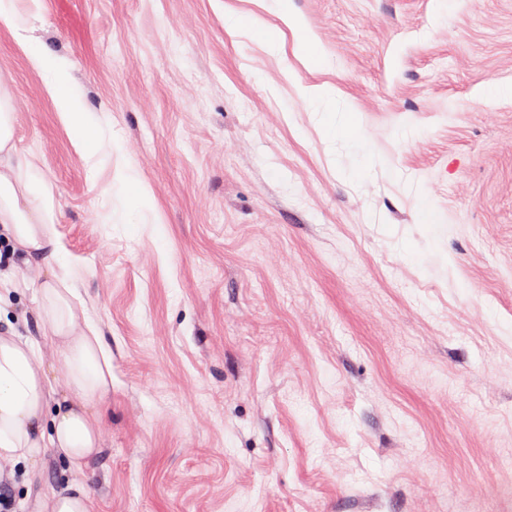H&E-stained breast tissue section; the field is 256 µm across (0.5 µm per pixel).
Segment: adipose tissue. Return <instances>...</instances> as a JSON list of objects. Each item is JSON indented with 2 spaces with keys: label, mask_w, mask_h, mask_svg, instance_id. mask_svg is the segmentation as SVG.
<instances>
[{
  "label": "adipose tissue",
  "mask_w": 512,
  "mask_h": 512,
  "mask_svg": "<svg viewBox=\"0 0 512 512\" xmlns=\"http://www.w3.org/2000/svg\"><path fill=\"white\" fill-rule=\"evenodd\" d=\"M20 45L46 76L58 118L91 152L96 128L55 56L25 37ZM56 221L54 189L17 150L10 104L0 95V243L10 260L41 269L37 315L58 353L44 370L37 341L0 333V463H26L51 448L79 473L101 446L91 406L112 391V353L99 326L80 315L84 273L63 249ZM55 374L65 379V391L53 385Z\"/></svg>",
  "instance_id": "1"
}]
</instances>
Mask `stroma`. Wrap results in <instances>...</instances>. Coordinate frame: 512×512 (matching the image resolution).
I'll list each match as a JSON object with an SVG mask.
<instances>
[{"label": "stroma", "instance_id": "1", "mask_svg": "<svg viewBox=\"0 0 512 512\" xmlns=\"http://www.w3.org/2000/svg\"><path fill=\"white\" fill-rule=\"evenodd\" d=\"M288 10L323 69L259 0H16L0 28L15 144L112 350L100 453L17 464L14 512L76 478L92 512H512V0ZM224 24L229 28H250L252 35L257 40L269 45L277 43L281 35L276 28L256 26L248 17L238 14L224 15ZM20 45L31 65L46 78V92L52 100L63 125L75 134V143L84 152L90 153L96 141V128L89 120L68 78L59 68L55 56L30 39L20 37Z\"/></svg>", "mask_w": 512, "mask_h": 512}]
</instances>
